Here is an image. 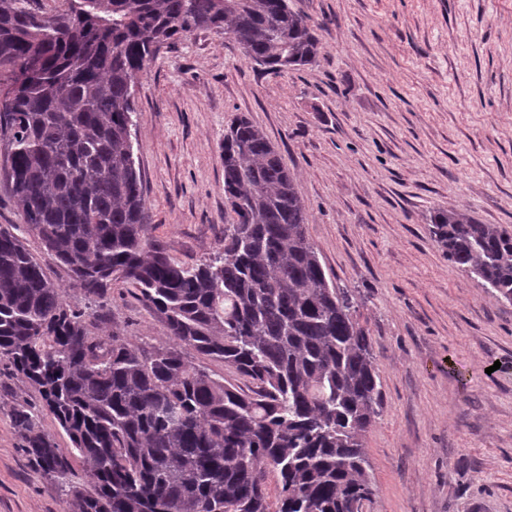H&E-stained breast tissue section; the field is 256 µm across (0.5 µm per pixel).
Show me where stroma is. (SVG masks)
<instances>
[{"instance_id":"1","label":"stroma","mask_w":512,"mask_h":512,"mask_svg":"<svg viewBox=\"0 0 512 512\" xmlns=\"http://www.w3.org/2000/svg\"><path fill=\"white\" fill-rule=\"evenodd\" d=\"M319 37L315 65L256 69L224 33L161 49L138 77L135 161L149 238L181 262L224 243V131L241 114L295 178L329 281L369 334L382 412L364 446L366 512H512V302L458 270L430 233L465 209L512 231V0H289ZM48 277L97 334L150 348L163 318L136 290L104 305ZM25 406L67 435L0 361V512H71L24 449Z\"/></svg>"}]
</instances>
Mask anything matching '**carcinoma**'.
<instances>
[{"instance_id":"1","label":"carcinoma","mask_w":512,"mask_h":512,"mask_svg":"<svg viewBox=\"0 0 512 512\" xmlns=\"http://www.w3.org/2000/svg\"><path fill=\"white\" fill-rule=\"evenodd\" d=\"M65 2L0 0L5 176L71 286L94 301L133 286L169 342L147 351L95 335L42 260L0 227V358L72 444L62 451L21 407L26 453L69 488L72 512H364V438L381 414L370 336L348 291L327 280L281 155L248 117L232 121L224 246L188 265L145 235L131 140L135 79L161 47L222 31L281 73L317 62L310 18L288 0ZM431 224L448 261L512 301V231L465 210ZM189 350L244 385L192 365Z\"/></svg>"}]
</instances>
